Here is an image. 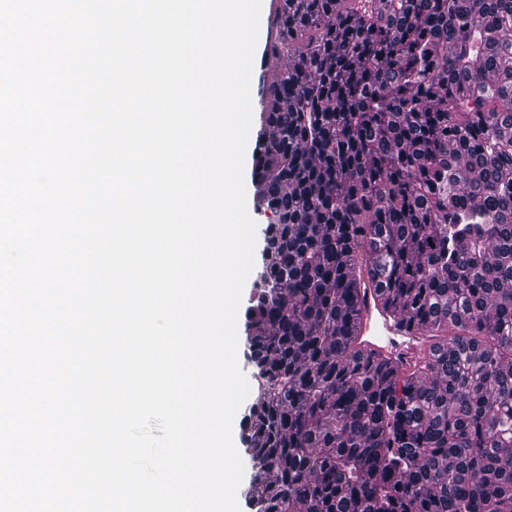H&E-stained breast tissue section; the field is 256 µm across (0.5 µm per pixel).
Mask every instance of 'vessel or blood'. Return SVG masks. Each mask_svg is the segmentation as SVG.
Wrapping results in <instances>:
<instances>
[{
    "mask_svg": "<svg viewBox=\"0 0 512 512\" xmlns=\"http://www.w3.org/2000/svg\"><path fill=\"white\" fill-rule=\"evenodd\" d=\"M360 318L356 342L360 349L400 362L405 367L426 360L429 340L424 330L394 319L382 303V292L374 284L360 288Z\"/></svg>",
    "mask_w": 512,
    "mask_h": 512,
    "instance_id": "1",
    "label": "vessel or blood"
}]
</instances>
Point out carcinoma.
<instances>
[{"instance_id": "1", "label": "carcinoma", "mask_w": 512, "mask_h": 512, "mask_svg": "<svg viewBox=\"0 0 512 512\" xmlns=\"http://www.w3.org/2000/svg\"><path fill=\"white\" fill-rule=\"evenodd\" d=\"M277 2L247 503L512 512V0ZM358 264L425 362L354 345Z\"/></svg>"}]
</instances>
